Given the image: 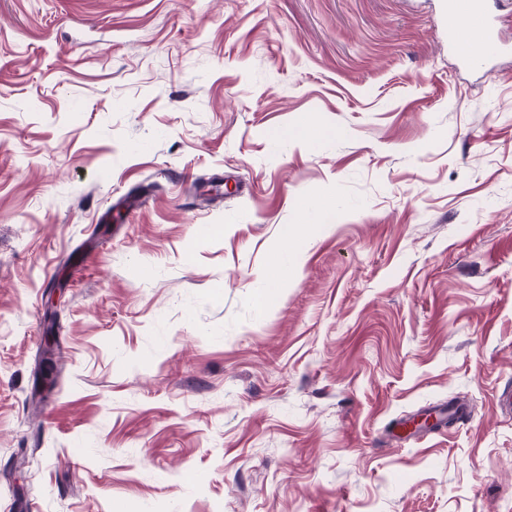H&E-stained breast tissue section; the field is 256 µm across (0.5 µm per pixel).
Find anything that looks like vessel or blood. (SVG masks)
<instances>
[{
    "instance_id": "obj_1",
    "label": "vessel or blood",
    "mask_w": 512,
    "mask_h": 512,
    "mask_svg": "<svg viewBox=\"0 0 512 512\" xmlns=\"http://www.w3.org/2000/svg\"><path fill=\"white\" fill-rule=\"evenodd\" d=\"M445 27L448 49L458 59L470 60L473 45L499 49V35L486 10L485 0H447Z\"/></svg>"
}]
</instances>
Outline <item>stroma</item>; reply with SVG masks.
<instances>
[{
  "instance_id": "obj_1",
  "label": "stroma",
  "mask_w": 512,
  "mask_h": 512,
  "mask_svg": "<svg viewBox=\"0 0 512 512\" xmlns=\"http://www.w3.org/2000/svg\"><path fill=\"white\" fill-rule=\"evenodd\" d=\"M493 13L464 68L444 0H0V512H512Z\"/></svg>"
}]
</instances>
